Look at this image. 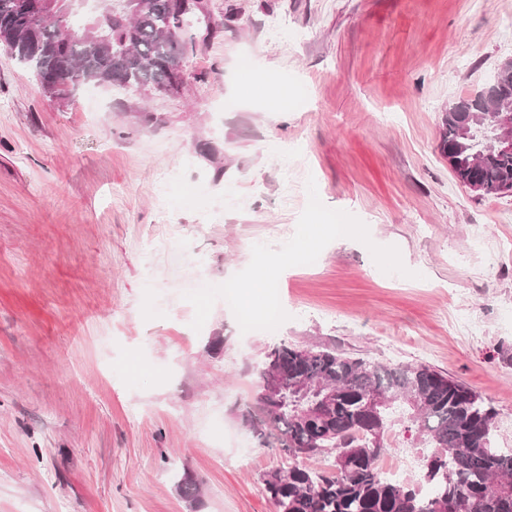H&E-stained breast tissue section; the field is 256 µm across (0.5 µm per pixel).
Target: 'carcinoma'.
Returning <instances> with one entry per match:
<instances>
[{
	"label": "carcinoma",
	"mask_w": 512,
	"mask_h": 512,
	"mask_svg": "<svg viewBox=\"0 0 512 512\" xmlns=\"http://www.w3.org/2000/svg\"><path fill=\"white\" fill-rule=\"evenodd\" d=\"M17 2L0 0V46L51 96L66 100L85 86L181 89L184 46L165 28L188 32L192 16H175L174 0H149L120 31L112 17L126 0H100L81 28L63 18L41 20ZM487 85L494 99L512 103V66L497 69ZM481 94L448 104L440 150L453 153L462 179L495 195L512 183V152L490 144ZM263 368L279 377L281 390L257 397L260 415L247 409L242 416L294 460L263 476L274 512H512V450L494 446V413L468 387L424 364L372 363L285 342L268 350ZM372 395L384 406L367 413ZM397 411L418 426L428 448L425 493L379 472L389 416ZM300 459H321L325 467Z\"/></svg>",
	"instance_id": "cac0c4a2"
}]
</instances>
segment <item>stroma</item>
I'll list each match as a JSON object with an SVG mask.
<instances>
[{
    "label": "stroma",
    "mask_w": 512,
    "mask_h": 512,
    "mask_svg": "<svg viewBox=\"0 0 512 512\" xmlns=\"http://www.w3.org/2000/svg\"><path fill=\"white\" fill-rule=\"evenodd\" d=\"M205 4L177 92L59 101L0 48V512H273L262 477L289 460L241 411L283 341L428 365L512 440V195L439 148L512 58V0ZM249 70L285 76L290 110ZM316 219L276 321L225 299ZM385 437L424 453L399 415Z\"/></svg>",
    "instance_id": "obj_1"
}]
</instances>
